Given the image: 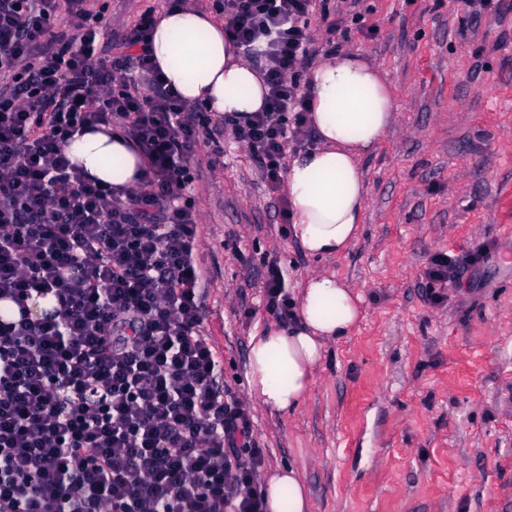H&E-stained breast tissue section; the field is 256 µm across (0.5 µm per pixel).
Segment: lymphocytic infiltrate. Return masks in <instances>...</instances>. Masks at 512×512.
<instances>
[{
  "instance_id": "lymphocytic-infiltrate-1",
  "label": "lymphocytic infiltrate",
  "mask_w": 512,
  "mask_h": 512,
  "mask_svg": "<svg viewBox=\"0 0 512 512\" xmlns=\"http://www.w3.org/2000/svg\"><path fill=\"white\" fill-rule=\"evenodd\" d=\"M215 7L268 88L263 111L219 125L161 79L151 15L116 34L91 0H0V302L18 309L0 321V512H263L265 451L219 390L201 329L190 161L199 140L220 156L232 135L279 192L287 147L315 138L301 84L315 0ZM98 125L145 153L141 189L104 187L69 162L63 143ZM42 295L55 311L38 319L28 309ZM262 295L290 325L276 261Z\"/></svg>"
}]
</instances>
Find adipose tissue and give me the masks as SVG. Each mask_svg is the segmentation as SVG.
Masks as SVG:
<instances>
[{"instance_id":"adipose-tissue-1","label":"adipose tissue","mask_w":512,"mask_h":512,"mask_svg":"<svg viewBox=\"0 0 512 512\" xmlns=\"http://www.w3.org/2000/svg\"><path fill=\"white\" fill-rule=\"evenodd\" d=\"M151 48L164 79L187 104L238 117L262 108L265 88L256 68L205 12L185 4L164 11L153 25ZM306 82L316 144L287 162L288 232L308 256L333 259L359 237L367 199L360 161L383 140L396 106L379 69L359 52L333 54ZM64 150L100 184L135 190L147 180L144 153L111 128L78 131ZM295 312L294 325L258 328L249 340V395L276 415L304 402L328 343L358 324L361 296L336 272H318L300 281ZM261 496L265 512H312L307 487L290 465L268 474Z\"/></svg>"}]
</instances>
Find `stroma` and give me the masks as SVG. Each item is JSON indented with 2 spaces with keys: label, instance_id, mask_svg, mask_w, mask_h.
<instances>
[{
  "label": "stroma",
  "instance_id": "35a3bbf8",
  "mask_svg": "<svg viewBox=\"0 0 512 512\" xmlns=\"http://www.w3.org/2000/svg\"><path fill=\"white\" fill-rule=\"evenodd\" d=\"M472 20L463 0H323L310 26L324 49L361 50L395 97L394 123L361 162L362 231L336 259L307 257L286 232L247 150L200 142L204 323L220 386L249 412L265 471L293 465L312 512H512V0ZM469 259L429 298L437 253ZM289 295L330 270L363 298V317L330 342L297 412L249 396L248 342L274 318L260 285L269 260Z\"/></svg>",
  "mask_w": 512,
  "mask_h": 512
}]
</instances>
